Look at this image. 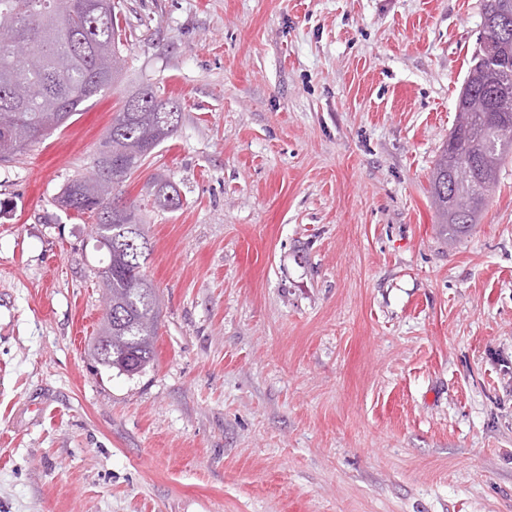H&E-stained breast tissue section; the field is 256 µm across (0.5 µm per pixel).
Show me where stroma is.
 Returning <instances> with one entry per match:
<instances>
[{
    "mask_svg": "<svg viewBox=\"0 0 512 512\" xmlns=\"http://www.w3.org/2000/svg\"><path fill=\"white\" fill-rule=\"evenodd\" d=\"M114 3L122 83L0 163V512H512V155L465 235L429 193L482 0ZM147 84L182 118L123 188L161 300L129 377L58 196ZM151 195L155 203L168 209H176L180 205L179 194L176 189L166 180L153 177L150 182Z\"/></svg>",
    "mask_w": 512,
    "mask_h": 512,
    "instance_id": "1",
    "label": "stroma"
}]
</instances>
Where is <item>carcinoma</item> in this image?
<instances>
[{"mask_svg":"<svg viewBox=\"0 0 512 512\" xmlns=\"http://www.w3.org/2000/svg\"><path fill=\"white\" fill-rule=\"evenodd\" d=\"M502 19L512 25V0H484L483 30L492 39L496 61L485 59L482 50L473 56L450 142L432 172V204L450 239L477 222L486 192L512 153V112L498 109L492 98L495 68L512 60V31L501 34ZM116 31L112 8L99 7L98 0H0V130H12L17 138L0 149V161L23 154L76 115L83 103L119 82L124 59ZM15 42L28 46L25 55L9 51ZM171 108L181 111L177 100L159 97L149 85L128 95L95 160L97 176L72 179L59 195L61 206L95 216L92 238L108 257L99 277L111 311L103 318L91 358L127 376L154 361L160 300L143 271L151 244L140 210L132 204L113 208L110 198L176 133L177 127L163 121ZM470 161L475 162L471 178L448 183V170ZM150 189L158 206L180 205L178 192L166 180L152 178Z\"/></svg>","mask_w":512,"mask_h":512,"instance_id":"1","label":"carcinoma"}]
</instances>
